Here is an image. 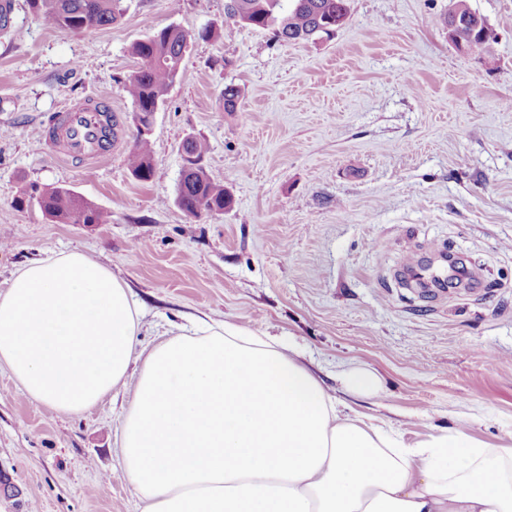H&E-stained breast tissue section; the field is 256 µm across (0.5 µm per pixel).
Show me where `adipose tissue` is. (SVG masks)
I'll return each mask as SVG.
<instances>
[{
    "label": "adipose tissue",
    "instance_id": "obj_1",
    "mask_svg": "<svg viewBox=\"0 0 512 512\" xmlns=\"http://www.w3.org/2000/svg\"><path fill=\"white\" fill-rule=\"evenodd\" d=\"M142 314L79 251L0 294V364L61 414L137 382L120 429L140 512H512V448L467 428L417 443L349 413L292 346L206 326L135 355Z\"/></svg>",
    "mask_w": 512,
    "mask_h": 512
}]
</instances>
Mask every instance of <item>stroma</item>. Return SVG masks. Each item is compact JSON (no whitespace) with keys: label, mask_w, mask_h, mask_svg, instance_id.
Returning <instances> with one entry per match:
<instances>
[{"label":"stroma","mask_w":512,"mask_h":512,"mask_svg":"<svg viewBox=\"0 0 512 512\" xmlns=\"http://www.w3.org/2000/svg\"><path fill=\"white\" fill-rule=\"evenodd\" d=\"M226 3L127 0L116 24L62 33L15 0L0 32V293L45 249H78L139 303L138 354L202 320L291 337L330 395L407 442L464 426L512 444V0H468L493 32L490 65L449 40L452 0H348L330 36L295 42L233 22ZM170 25L194 41L140 181L127 164L130 48ZM206 28L220 37L198 39ZM87 99L120 125L90 166L34 133ZM189 136L233 200L200 219L175 202ZM32 182L112 220L17 207ZM351 363L377 375L380 397L343 390L336 374ZM132 394L64 415L1 364L0 472L20 495L0 497V512H138L119 448Z\"/></svg>","instance_id":"1"}]
</instances>
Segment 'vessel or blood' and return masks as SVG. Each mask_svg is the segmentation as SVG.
Returning a JSON list of instances; mask_svg holds the SVG:
<instances>
[{
  "instance_id": "vessel-or-blood-1",
  "label": "vessel or blood",
  "mask_w": 512,
  "mask_h": 512,
  "mask_svg": "<svg viewBox=\"0 0 512 512\" xmlns=\"http://www.w3.org/2000/svg\"><path fill=\"white\" fill-rule=\"evenodd\" d=\"M106 122L97 104L80 102L67 106L52 124L40 127L37 136L50 151L92 164L105 154L100 137Z\"/></svg>"
}]
</instances>
